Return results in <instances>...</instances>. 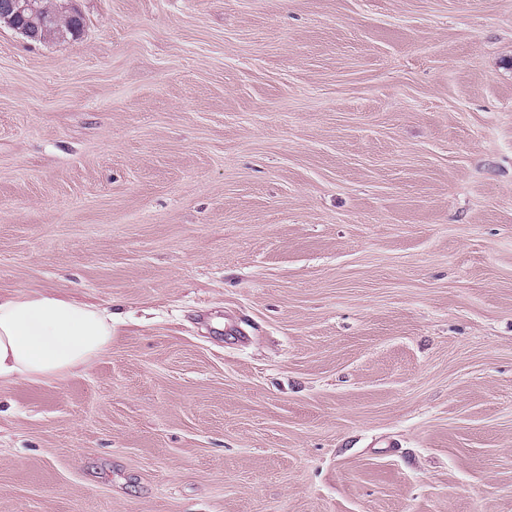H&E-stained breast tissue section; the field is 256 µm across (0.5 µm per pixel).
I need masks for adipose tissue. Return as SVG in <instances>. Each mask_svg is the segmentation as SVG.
Masks as SVG:
<instances>
[{
	"instance_id": "ef3b65f1",
	"label": "adipose tissue",
	"mask_w": 512,
	"mask_h": 512,
	"mask_svg": "<svg viewBox=\"0 0 512 512\" xmlns=\"http://www.w3.org/2000/svg\"><path fill=\"white\" fill-rule=\"evenodd\" d=\"M112 343V316L46 292L0 295V384L91 369Z\"/></svg>"
}]
</instances>
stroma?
I'll list each match as a JSON object with an SVG mask.
<instances>
[{
    "label": "stroma",
    "mask_w": 512,
    "mask_h": 512,
    "mask_svg": "<svg viewBox=\"0 0 512 512\" xmlns=\"http://www.w3.org/2000/svg\"><path fill=\"white\" fill-rule=\"evenodd\" d=\"M0 27V512H512V0H73ZM40 4L41 13L50 16L53 19L52 26L55 28L52 38H59L58 34L65 32L67 36H71L69 28L74 24L71 11L66 10L64 4H54L52 0H37ZM112 344V314L46 292L0 295V385L86 372Z\"/></svg>",
    "instance_id": "obj_1"
}]
</instances>
